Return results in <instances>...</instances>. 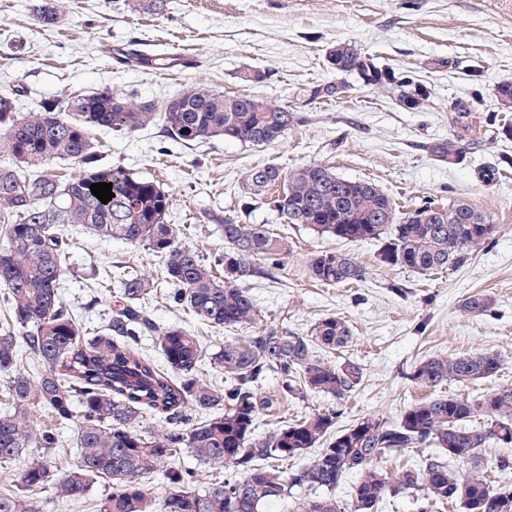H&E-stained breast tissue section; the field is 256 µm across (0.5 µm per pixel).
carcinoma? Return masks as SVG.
Returning a JSON list of instances; mask_svg holds the SVG:
<instances>
[{
	"mask_svg": "<svg viewBox=\"0 0 512 512\" xmlns=\"http://www.w3.org/2000/svg\"><path fill=\"white\" fill-rule=\"evenodd\" d=\"M125 11L163 12L166 0H122ZM43 28L62 17L53 5L36 15ZM115 53L128 63L158 70L175 59L146 58L133 49ZM329 64L358 75L365 85L399 91L401 102L418 108L427 90H403L405 82L348 44L329 52ZM162 123L166 134L185 143L222 137L244 144H273L302 122L296 112L263 98L229 96L191 87L163 103L109 90L48 98L21 112L13 94L0 91V286L5 290L6 325L0 328V386L8 404L0 412V464L26 459L17 483L0 489V512H39L36 498L75 503L99 480L110 483L95 512H262L269 501L295 488L308 492L294 512H378L384 498L414 494L418 501L455 502L462 512H512V486L495 485L483 471L482 449L512 448V385L469 400L450 393L416 401L400 420L378 415L338 430L342 406L363 377L355 362L333 363L322 356L353 340L347 322L326 316L307 334L288 330L266 314L244 282L258 273L255 260L278 262L290 253L288 239L259 224L226 216L224 277L196 249L181 243L168 223L171 195L151 179L99 165L93 129L133 133ZM454 164L466 151L462 135L429 146ZM55 159L70 161L76 174L60 180L45 172ZM112 184L103 204L90 190ZM249 199L265 201L288 224H302L319 237L349 242H381L380 265L434 273L459 268L493 239L497 225L465 203H430L400 213L378 185L345 179L322 164L286 172L275 165L252 168L244 178ZM81 224L103 239L146 249L161 260L168 300L213 328H236L243 335L224 342L210 356L224 375L212 387L195 375L201 358L198 337L163 324L142 305L158 282L146 274L121 276V305L108 322L88 331L63 303L59 288L70 247L64 225ZM312 279L348 285L366 271L348 253L325 249L307 264ZM492 300L466 298L464 311L481 316ZM142 336L156 339L161 361L142 353ZM41 371L18 370L22 353ZM504 360L494 352L429 357L415 362L407 379L420 389L465 385L498 375ZM293 399L315 393L334 405L265 436L256 435L260 410L274 409L257 397L268 374ZM206 411L204 420L192 419ZM75 424L77 462L53 468L45 454L60 447L61 426ZM319 454L298 468L277 462ZM43 449L36 455L33 449ZM408 452L419 461L393 477L379 463ZM186 453L224 470V481L201 485L199 474L176 463ZM359 474L352 505L336 498L351 473ZM159 475L162 489L146 480Z\"/></svg>",
	"mask_w": 512,
	"mask_h": 512,
	"instance_id": "cac0c4a2",
	"label": "carcinoma"
}]
</instances>
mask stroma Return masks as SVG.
Segmentation results:
<instances>
[{
  "label": "stroma",
  "mask_w": 512,
  "mask_h": 512,
  "mask_svg": "<svg viewBox=\"0 0 512 512\" xmlns=\"http://www.w3.org/2000/svg\"><path fill=\"white\" fill-rule=\"evenodd\" d=\"M41 0H0V89L21 104L91 90L171 99L193 85L227 95H251L277 102L305 121L271 145L213 138L185 144L160 126L128 134L105 129L91 133L106 164L156 180L172 195L168 221L182 243L207 259L224 252V233L209 213L239 217L284 235L292 251L247 285L259 306L304 332L326 316L347 320L354 332L346 348L328 353L340 364L353 361L363 380L343 407L341 425L367 415L397 420L404 408L425 398L407 380L411 366L427 357L492 351L506 359L490 380L460 387L475 398L489 388L512 385V139L498 130L512 124L494 96L512 82V0H167L163 13L130 14L122 0H53L63 14L58 27L37 25ZM339 42L355 45L404 79L427 88L429 98L410 109L387 92L365 86L356 75L329 67L326 53ZM137 44L150 55L191 56L190 66L155 70L111 58L113 48ZM335 83L336 96L312 99L310 87ZM469 113L463 130L462 161L433 155L431 143L454 127L451 104ZM321 163L348 179L380 186L407 211L427 201H464L497 226L493 243L462 268L437 274L391 270L377 262L379 242H342L317 237L285 223L272 207L242 209L244 177L255 166L274 164L291 171ZM493 166L492 187L477 179ZM73 246L60 292L87 329L105 324L120 284L112 266L160 276L157 259L89 229L66 226ZM340 249L366 269L362 281L330 286L307 271L311 253ZM166 285L146 302L155 318L198 336L204 353L232 339L184 308L169 305ZM475 293L490 295L494 307L482 316L462 309ZM328 397L281 400L262 412L259 433L330 407Z\"/></svg>",
  "instance_id": "stroma-1"
}]
</instances>
